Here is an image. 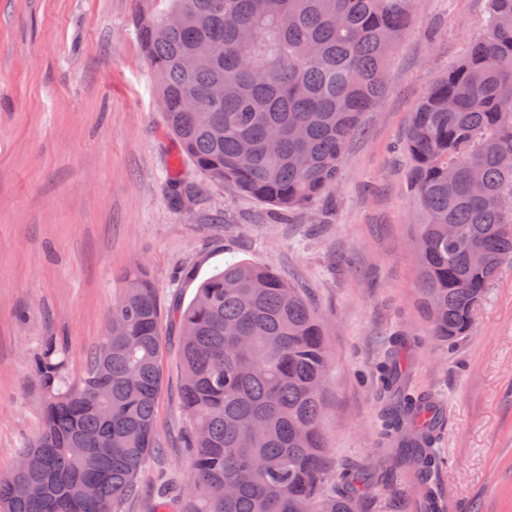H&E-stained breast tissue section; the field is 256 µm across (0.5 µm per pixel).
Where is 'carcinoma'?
Masks as SVG:
<instances>
[{
	"label": "carcinoma",
	"instance_id": "1",
	"mask_svg": "<svg viewBox=\"0 0 512 512\" xmlns=\"http://www.w3.org/2000/svg\"><path fill=\"white\" fill-rule=\"evenodd\" d=\"M485 33L418 104L404 146L430 335H470L500 269L512 263V0H487ZM412 0H139L133 20L167 132L205 181L283 211L336 182L361 116L383 95L386 59ZM469 242L448 238V225ZM107 329L75 384L50 344L35 359L42 426L0 480V512H124L156 456L163 323L177 336L190 476L180 512H361L359 473L331 475L321 431L329 353L299 288L232 261L189 302L164 307L143 269L128 272ZM397 333L374 367L386 435L428 512L442 464L435 395L403 386Z\"/></svg>",
	"mask_w": 512,
	"mask_h": 512
}]
</instances>
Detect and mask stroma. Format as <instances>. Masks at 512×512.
I'll list each match as a JSON object with an SVG mask.
<instances>
[{
    "label": "stroma",
    "mask_w": 512,
    "mask_h": 512,
    "mask_svg": "<svg viewBox=\"0 0 512 512\" xmlns=\"http://www.w3.org/2000/svg\"><path fill=\"white\" fill-rule=\"evenodd\" d=\"M487 0H413L383 98L363 116L336 186L281 213L200 180L165 136V115L133 27L135 0H0V477L39 433L43 391L31 367L62 347L77 381L130 269L164 302L191 299L183 276L247 260L303 289L330 359L321 428L329 472L354 467L363 512H420L407 474L390 473L371 370L388 339L422 338L406 382L440 394L443 465L430 484L451 512H512V265L479 307L472 333L446 345L421 307L405 133L428 87L482 31ZM194 183L174 203L171 177ZM176 343L156 408L161 454L127 512H152L159 478L185 483Z\"/></svg>",
    "instance_id": "obj_1"
}]
</instances>
